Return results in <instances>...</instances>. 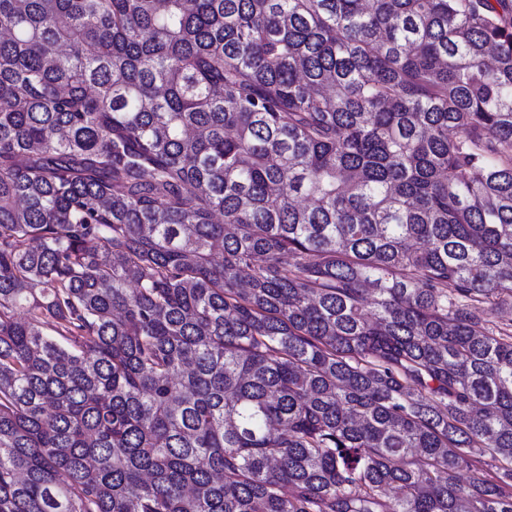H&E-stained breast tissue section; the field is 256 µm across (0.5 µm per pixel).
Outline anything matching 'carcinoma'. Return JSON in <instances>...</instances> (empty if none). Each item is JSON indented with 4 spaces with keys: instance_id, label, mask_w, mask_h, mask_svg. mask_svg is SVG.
<instances>
[{
    "instance_id": "cac0c4a2",
    "label": "carcinoma",
    "mask_w": 512,
    "mask_h": 512,
    "mask_svg": "<svg viewBox=\"0 0 512 512\" xmlns=\"http://www.w3.org/2000/svg\"><path fill=\"white\" fill-rule=\"evenodd\" d=\"M502 304L512 0H0V512H512Z\"/></svg>"
}]
</instances>
